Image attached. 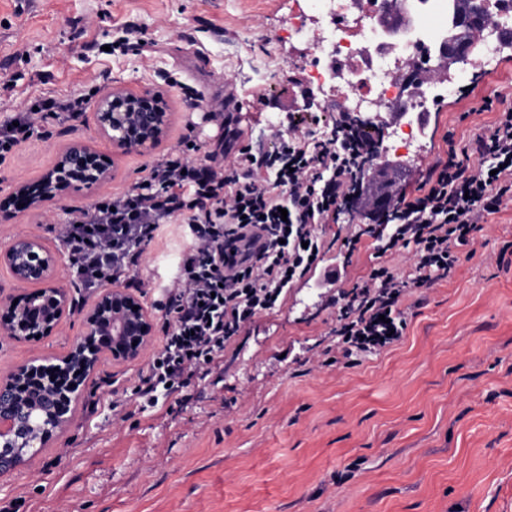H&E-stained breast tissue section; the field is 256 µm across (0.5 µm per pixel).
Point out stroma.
<instances>
[{
    "label": "stroma",
    "instance_id": "1",
    "mask_svg": "<svg viewBox=\"0 0 512 512\" xmlns=\"http://www.w3.org/2000/svg\"><path fill=\"white\" fill-rule=\"evenodd\" d=\"M288 0H0V69L20 73L0 116L53 96L115 84L158 92L170 105L167 140L123 154L97 133L95 104L65 122H43V137L0 162V190L36 179L63 147L81 141L110 161L101 190L72 192L50 218L22 212L0 223V244L31 231L55 241L70 208L87 209L131 189L146 164L177 149L191 118L184 86L204 107L241 102L254 119V146L278 147L270 127L324 133L339 119L304 116L306 64L288 43ZM140 28L141 50L116 43ZM26 51L24 60L14 55ZM512 104V50L469 90L437 110L418 147L390 157L416 186L448 141L465 144L496 119L488 101ZM190 157L219 151L218 122L192 131ZM362 213L326 226L334 245L290 288L276 312L257 316L225 349L220 366L195 378L180 399L120 417L122 398L160 346L164 318L153 311V341L137 360L100 362L63 435L0 477V508L12 512H512V203L486 216L476 252L406 309L407 329L391 347L357 365H326L335 344L336 298L376 262ZM189 241L162 225L142 263L157 288ZM60 279L82 307L39 340L0 335V377L18 365L65 354L81 336L97 293Z\"/></svg>",
    "mask_w": 512,
    "mask_h": 512
}]
</instances>
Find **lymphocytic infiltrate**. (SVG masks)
<instances>
[{"mask_svg": "<svg viewBox=\"0 0 512 512\" xmlns=\"http://www.w3.org/2000/svg\"><path fill=\"white\" fill-rule=\"evenodd\" d=\"M89 100L41 99L1 121L0 159L37 135L41 122L67 120ZM365 153L364 144L349 154L341 142L295 129L273 152L247 144L214 164L194 163L177 149L146 167L132 191L71 210L67 249L76 278L89 288L112 283L147 293L153 276L141 259L160 225L185 224L194 240L179 252V275L156 305L165 318L161 346L121 406L144 411L182 394L218 366L256 316L281 307L320 256L324 224L347 208L350 176ZM387 198L368 234L381 257L412 248L410 269L400 273L381 260L354 285L336 330L346 359L397 342L407 327L401 299L448 278L463 250L473 248L484 216L512 202V107L487 134L449 144L447 160L415 188H393Z\"/></svg>", "mask_w": 512, "mask_h": 512, "instance_id": "1", "label": "lymphocytic infiltrate"}]
</instances>
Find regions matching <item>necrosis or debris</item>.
Here are the masks:
<instances>
[{"label": "necrosis or debris", "mask_w": 512, "mask_h": 512, "mask_svg": "<svg viewBox=\"0 0 512 512\" xmlns=\"http://www.w3.org/2000/svg\"><path fill=\"white\" fill-rule=\"evenodd\" d=\"M492 22L475 57L496 61L505 51L501 30H512V0H488ZM408 23L389 30L379 19L386 0H292L288 37L309 61L307 83L340 112L370 119L399 111L408 79L428 70L448 34V0H403Z\"/></svg>", "instance_id": "necrosis-or-debris-1"}]
</instances>
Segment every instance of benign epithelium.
<instances>
[{"label":"benign epithelium","instance_id":"1","mask_svg":"<svg viewBox=\"0 0 512 512\" xmlns=\"http://www.w3.org/2000/svg\"><path fill=\"white\" fill-rule=\"evenodd\" d=\"M96 116L100 135L126 153H140L158 145L171 122L167 102L147 88L134 92L112 87L99 98ZM352 124L371 134L374 141L373 151L354 172L355 182H369L377 160L383 156L381 137L376 126L358 116L352 117ZM111 178L109 167L96 149L86 144L70 145L40 178L14 183L0 200V216L12 207L19 208L21 203L24 211L43 209L71 191L97 190ZM66 248L63 231L52 247L39 236L24 231L13 235L0 249V264L11 269L17 284L38 286L18 299H0L1 336L16 340L49 336L72 311V290L58 283L57 278ZM151 340L152 322L144 304L129 289L115 285L97 296L85 317V329L69 352L27 361L1 377L0 477L13 470L3 466V461L37 452L66 428L100 360L136 359ZM28 379L36 382V399H28L19 391V386Z\"/></svg>","mask_w":512,"mask_h":512}]
</instances>
